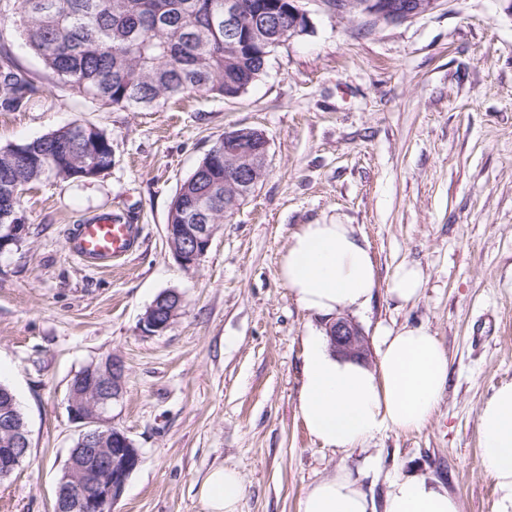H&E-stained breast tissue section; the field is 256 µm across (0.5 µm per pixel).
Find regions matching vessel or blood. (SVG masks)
<instances>
[{
    "instance_id": "b4317fda",
    "label": "vessel or blood",
    "mask_w": 512,
    "mask_h": 512,
    "mask_svg": "<svg viewBox=\"0 0 512 512\" xmlns=\"http://www.w3.org/2000/svg\"><path fill=\"white\" fill-rule=\"evenodd\" d=\"M136 236L134 225L103 214L80 225L68 248L88 263L103 264L131 251Z\"/></svg>"
}]
</instances>
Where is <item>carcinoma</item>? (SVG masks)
<instances>
[{"instance_id":"carcinoma-1","label":"carcinoma","mask_w":512,"mask_h":512,"mask_svg":"<svg viewBox=\"0 0 512 512\" xmlns=\"http://www.w3.org/2000/svg\"><path fill=\"white\" fill-rule=\"evenodd\" d=\"M278 10L288 0H239L238 25L268 44L233 53L224 0H14L15 31L55 84L91 104L141 111L189 95L238 98L266 72L271 53L294 34L266 23L253 6ZM44 90L10 49L0 23V112H25ZM112 167V140L74 122L29 142L0 148V214L20 212L26 186L43 179L90 182ZM224 169L200 163L189 176L175 224H222Z\"/></svg>"}]
</instances>
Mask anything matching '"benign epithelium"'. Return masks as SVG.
Listing matches in <instances>:
<instances>
[{
  "label": "benign epithelium",
  "mask_w": 512,
  "mask_h": 512,
  "mask_svg": "<svg viewBox=\"0 0 512 512\" xmlns=\"http://www.w3.org/2000/svg\"><path fill=\"white\" fill-rule=\"evenodd\" d=\"M437 0H336L333 10L344 17L361 11L377 20L395 23L424 14ZM238 0H224V28L235 29ZM288 24L294 33L309 24L298 0L288 3ZM254 147L240 146L242 130L224 132V145L208 154L211 162L224 163V186L233 189L232 205L246 198L243 188L254 189L267 174L268 138L258 129H247ZM216 225L168 224L166 239L176 262L184 269L197 267L207 254ZM28 235L22 221L0 224V252L19 246ZM183 307L180 293L164 292L140 320V330L150 336L167 331ZM329 346L337 356L367 362L370 347L362 328L342 314L325 325ZM125 366L118 355L85 366L78 381L70 383L68 411L81 424L77 439L80 455L70 459L65 480L56 491L55 512H103L121 497L140 461V452L127 433L114 424L112 409L124 395ZM12 403L0 408V478L9 477L20 465L29 443Z\"/></svg>",
  "instance_id": "obj_1"
}]
</instances>
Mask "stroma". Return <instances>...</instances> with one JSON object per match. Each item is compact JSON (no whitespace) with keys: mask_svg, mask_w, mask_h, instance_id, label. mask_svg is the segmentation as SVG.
Instances as JSON below:
<instances>
[{"mask_svg":"<svg viewBox=\"0 0 512 512\" xmlns=\"http://www.w3.org/2000/svg\"><path fill=\"white\" fill-rule=\"evenodd\" d=\"M306 34L269 57L236 99L189 98L138 112L86 102L54 86L40 61L11 49L47 102L0 112V147L87 122L112 139V167L90 183L26 188L24 243L0 254V382L25 417L30 449L0 481V512H53L80 426L71 379L119 355L125 393L116 426L140 462L112 512H206L200 486L217 466L244 482L240 512H299L314 483L348 471L382 512L390 482L440 480L460 512H497L480 460L479 412L512 381V12L505 0H437L386 23L348 19L300 0ZM265 132L268 174L218 225L199 266L173 258L165 225L180 184L224 132ZM112 212L139 227L134 252L92 269L69 239ZM350 224L368 242L381 286L353 312L378 331L426 327L448 355V385L428 422L383 430L350 453L323 448L297 412L303 338L326 319L301 309L278 275L305 224ZM424 276L402 303L386 286L403 264ZM178 291L183 311L160 336L146 308Z\"/></svg>","mask_w":512,"mask_h":512,"instance_id":"obj_1","label":"stroma"}]
</instances>
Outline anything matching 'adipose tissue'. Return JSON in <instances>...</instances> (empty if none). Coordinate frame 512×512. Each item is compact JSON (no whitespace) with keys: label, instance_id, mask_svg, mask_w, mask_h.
I'll list each match as a JSON object with an SVG mask.
<instances>
[{"label":"adipose tissue","instance_id":"obj_1","mask_svg":"<svg viewBox=\"0 0 512 512\" xmlns=\"http://www.w3.org/2000/svg\"><path fill=\"white\" fill-rule=\"evenodd\" d=\"M278 274L300 308L332 316L366 309L379 286L369 246L350 224H305L281 255ZM448 383V356L422 326L382 330L376 367L341 360L325 337L304 339L297 410L307 432L323 447L351 451L384 429L424 426ZM481 463L512 512V382L500 384L479 414ZM243 481L231 468L212 469L200 487L207 512H238ZM299 512H373L358 481L344 471L312 485ZM384 512H460L443 484L424 475L394 479Z\"/></svg>","mask_w":512,"mask_h":512}]
</instances>
